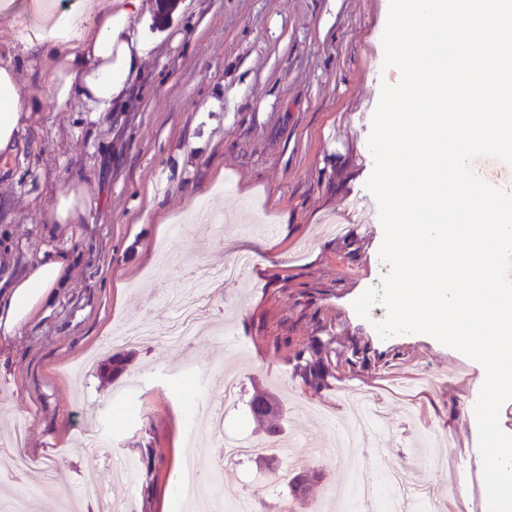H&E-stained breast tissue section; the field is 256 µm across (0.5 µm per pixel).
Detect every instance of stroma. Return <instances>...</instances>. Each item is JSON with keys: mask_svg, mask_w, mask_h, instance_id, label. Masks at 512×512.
<instances>
[{"mask_svg": "<svg viewBox=\"0 0 512 512\" xmlns=\"http://www.w3.org/2000/svg\"><path fill=\"white\" fill-rule=\"evenodd\" d=\"M389 0H141L129 32L150 49L131 88L99 116L45 101L12 161L0 162V283L40 254L67 253L68 282L12 338L0 339V442L21 435L31 467L0 457V499L19 487L48 512L67 493L107 487L118 458L135 460L133 512H181L179 488L200 395L220 400L222 369L240 396L227 429L261 433L254 390L288 409L284 447L320 469L299 512H326L351 478L320 414L343 419L358 392L384 411L386 447L416 477L447 491L478 445L463 417L480 365L427 334L381 338L353 302L379 286L381 224L365 187V152L381 86ZM81 173L89 196L80 224L46 220L55 195ZM223 225L193 221L198 204ZM254 261L203 310L208 332L174 346L120 340L162 290L197 266ZM321 362L320 389L306 364ZM101 435L89 451L83 433ZM264 465L223 467L225 499L245 485L264 494Z\"/></svg>", "mask_w": 512, "mask_h": 512, "instance_id": "obj_1", "label": "stroma"}]
</instances>
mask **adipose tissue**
Listing matches in <instances>:
<instances>
[{"label":"adipose tissue","mask_w":512,"mask_h":512,"mask_svg":"<svg viewBox=\"0 0 512 512\" xmlns=\"http://www.w3.org/2000/svg\"><path fill=\"white\" fill-rule=\"evenodd\" d=\"M140 0H0V154H12L44 100L79 103L95 114L112 109L146 49L122 37ZM44 98L26 96L17 60ZM83 177L73 174L48 220L79 224L86 215ZM69 260L39 256L0 294V335H16L51 303L65 283Z\"/></svg>","instance_id":"ef3b65f1"}]
</instances>
